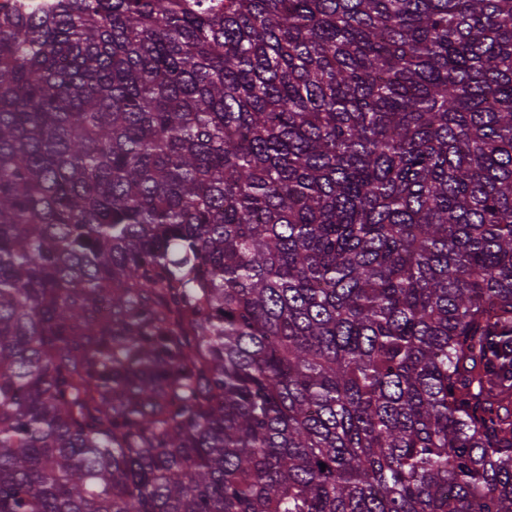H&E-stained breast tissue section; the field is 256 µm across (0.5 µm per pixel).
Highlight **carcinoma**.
I'll list each match as a JSON object with an SVG mask.
<instances>
[{"label":"carcinoma","instance_id":"cac0c4a2","mask_svg":"<svg viewBox=\"0 0 512 512\" xmlns=\"http://www.w3.org/2000/svg\"><path fill=\"white\" fill-rule=\"evenodd\" d=\"M0 512H512V0L1 5Z\"/></svg>","mask_w":512,"mask_h":512}]
</instances>
